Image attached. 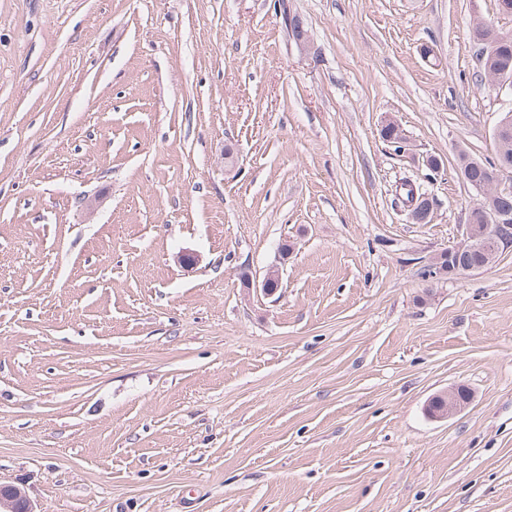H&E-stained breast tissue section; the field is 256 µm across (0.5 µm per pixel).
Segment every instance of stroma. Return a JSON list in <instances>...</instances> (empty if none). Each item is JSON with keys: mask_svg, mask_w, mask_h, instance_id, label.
Returning <instances> with one entry per match:
<instances>
[{"mask_svg": "<svg viewBox=\"0 0 512 512\" xmlns=\"http://www.w3.org/2000/svg\"><path fill=\"white\" fill-rule=\"evenodd\" d=\"M478 18L512 34L494 0H0V483L39 512H512V250L423 274L512 100ZM460 391V388H451V389H448V392H446L445 394L448 395V399L446 397H442V396H435L434 397V405L435 406H440L442 405L443 403H445V401L448 400V405L445 406L441 411L437 412L436 414H431L428 410V414L431 418L435 419V420H443V419H447V418H450L458 413H460L462 410H464L467 405L470 403L467 400H462L459 398V395H458V392Z\"/></svg>", "mask_w": 512, "mask_h": 512, "instance_id": "1", "label": "stroma"}]
</instances>
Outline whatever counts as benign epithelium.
<instances>
[{
  "label": "benign epithelium",
  "mask_w": 512,
  "mask_h": 512,
  "mask_svg": "<svg viewBox=\"0 0 512 512\" xmlns=\"http://www.w3.org/2000/svg\"><path fill=\"white\" fill-rule=\"evenodd\" d=\"M480 193L493 201L490 210L492 220L486 224L464 225L462 242L431 261L433 277L457 276L486 269L512 247V204L502 200L499 172L495 170L488 172L481 185ZM479 250L486 253V262L478 266L469 264L468 258ZM458 392L457 388H451L446 392L448 405L432 415L433 419L450 418L467 407L469 401L460 399ZM0 512H37V510L20 488L0 485Z\"/></svg>",
  "instance_id": "7a95c632"
}]
</instances>
